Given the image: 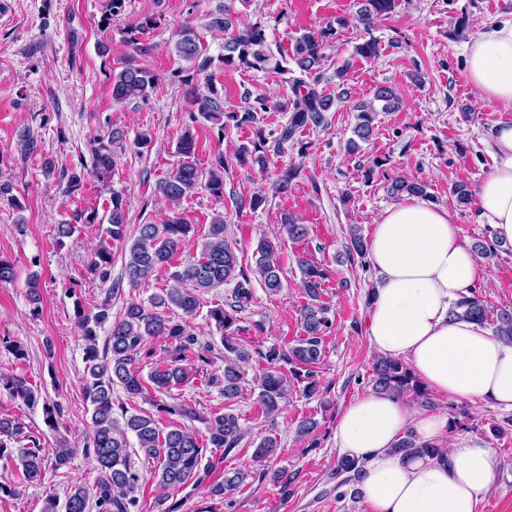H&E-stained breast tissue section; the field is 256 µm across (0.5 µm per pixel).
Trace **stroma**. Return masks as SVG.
I'll return each mask as SVG.
<instances>
[{
    "label": "stroma",
    "mask_w": 512,
    "mask_h": 512,
    "mask_svg": "<svg viewBox=\"0 0 512 512\" xmlns=\"http://www.w3.org/2000/svg\"><path fill=\"white\" fill-rule=\"evenodd\" d=\"M104 0H0V259L12 262L13 281L0 283V339L20 343L26 353L16 359L0 346V372L24 376L42 398L59 404V431L50 430L41 408L30 409L7 393H0V417L22 420L44 450L65 437L75 455L69 467L47 469L42 482L23 487L19 496H0V512H41L47 495L65 497L75 482L94 485L98 472L83 449L90 431L89 405L83 392V345L75 319L76 305L91 308L111 299L112 317H119L132 297H150L168 287L167 271H159L141 288L122 283L126 245L112 242V281L120 292L109 295V285L88 278L86 264L102 244L113 193L123 198L128 236L139 225L167 218L158 185L182 163L177 139L184 128L196 137L193 163L208 168L224 153V198L206 191L185 198L179 207L188 223L207 230L215 213H224L227 237L236 242L238 260L251 280L253 300L237 315L238 341L250 353L302 336L301 310L309 298L301 284L297 257L323 264L328 278L320 298L330 309L332 325L323 341L315 394L293 391L287 404L272 415L257 402L254 378L257 361L246 368L240 395L225 400L217 376L224 370V346L207 318L210 308L228 302L230 287L203 297L192 329L210 344L214 363L207 373L161 394L164 402H179L200 413L191 422L204 434L203 417L223 409L238 415L246 435L225 456L210 479L243 472L245 479L231 501L207 496L205 489L173 492L179 512H370L364 498L339 496L333 473L339 460L336 421L341 410L372 388L375 352L364 334L366 298L374 286L370 265L347 254L349 231L369 236L380 214L391 205L388 177L400 174L427 184L433 202L456 216L458 234L466 246L489 237L487 225L477 223L474 206L459 204L452 194L458 182L470 187L489 174L493 162L484 135L501 115L481 98L466 76L465 50L483 23L512 16V0H396L394 11L367 28L355 17L354 0H124L122 14L103 27ZM225 13L232 21H261L267 44L276 57H289L295 37L337 24L319 69L316 88L337 96L349 88L352 98L334 103L326 124L312 127L270 152L267 171L239 165L232 151L253 145L258 138L274 141L288 121L282 111L291 91L284 75L273 71L223 65V34L211 31L212 15ZM157 21L139 40L148 54L136 55L130 31L145 18ZM192 25L215 62L208 74L195 71L174 50L183 25ZM379 42V54L366 59L355 47L369 38ZM112 43L109 56H99L98 40ZM139 59L160 77L149 101L116 104L112 99L114 72ZM347 66L345 79L336 70ZM213 83L228 112H242L255 97L266 95L269 106L255 122L227 121L217 129L206 121L190 122L189 85ZM395 86L403 100L396 112L380 113L369 141L349 151L356 113L353 104L370 97L379 85ZM38 134L37 153L24 156L16 148L24 129ZM151 143L135 144L141 133ZM109 143L115 155L106 181L92 173L93 143ZM57 161L59 172L45 176L43 157ZM383 160L372 169L373 160ZM299 171L288 193L276 192L278 171L289 164ZM84 175L81 194L67 196L63 173ZM267 197L253 210L254 193ZM78 209L95 212L92 224L78 225L74 235L61 240L57 224ZM306 224L304 240L286 241L280 254L283 287L271 294L262 284L253 251L257 241L281 229L284 215ZM37 276L41 300L28 298V280ZM476 286L489 306H512V249L479 258ZM467 417L448 435L452 444L479 441L494 449L500 464L493 490L479 512H512V429L495 434L494 426L512 418V411L488 403H463ZM319 422V445L307 447L296 435L300 420ZM268 437L277 439L278 454L259 462L254 450ZM288 473V484L273 480L274 472Z\"/></svg>",
    "instance_id": "1"
}]
</instances>
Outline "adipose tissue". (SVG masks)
I'll list each match as a JSON object with an SVG mask.
<instances>
[{
  "instance_id": "obj_1",
  "label": "adipose tissue",
  "mask_w": 512,
  "mask_h": 512,
  "mask_svg": "<svg viewBox=\"0 0 512 512\" xmlns=\"http://www.w3.org/2000/svg\"><path fill=\"white\" fill-rule=\"evenodd\" d=\"M466 70L488 105L512 112V19L481 26L467 47ZM486 147L493 167L476 191L478 217L495 239L512 243L511 120L488 131ZM367 256L375 287L366 336L374 351L403 360L428 388L454 400L512 410V343L448 314L477 275V258L462 243L453 212L402 197L373 225ZM407 431L437 445L439 454L394 453ZM336 445L355 461L372 512H477L499 467L493 449L449 444L447 414L420 413L376 392L341 411Z\"/></svg>"
}]
</instances>
